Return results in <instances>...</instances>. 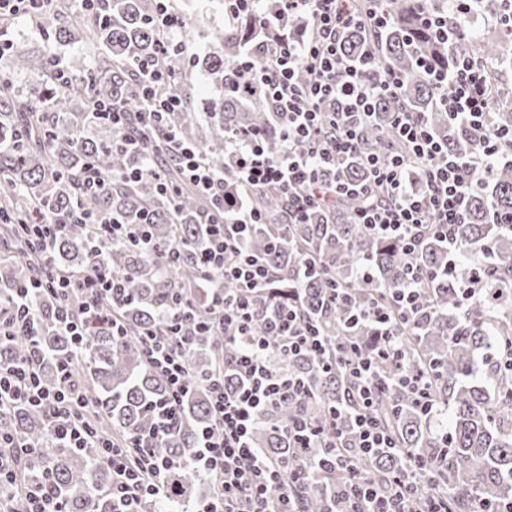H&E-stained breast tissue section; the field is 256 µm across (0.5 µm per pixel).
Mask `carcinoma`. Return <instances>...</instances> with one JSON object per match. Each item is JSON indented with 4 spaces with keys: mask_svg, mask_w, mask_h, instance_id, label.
Wrapping results in <instances>:
<instances>
[{
    "mask_svg": "<svg viewBox=\"0 0 512 512\" xmlns=\"http://www.w3.org/2000/svg\"><path fill=\"white\" fill-rule=\"evenodd\" d=\"M393 19L380 32L356 30L343 44L347 58L372 56L379 70L393 69L405 76L400 100H381L377 116L365 130L369 148L385 156L402 149L389 127L387 115L403 106L424 115L436 138L448 151L465 157L471 140L456 120L448 117L426 82L417 59L427 57L438 67H452V59L464 51L492 62L512 50L507 46V25L487 23L476 39L432 47L429 31L419 19L417 0H385ZM482 11L501 17L512 12L507 0H481ZM155 9L154 0H101V10L91 17L78 3L71 10L43 15L44 27L63 42L88 43L93 49L91 64L79 73L67 71L68 83L57 84L49 58L40 60L41 86L22 97L14 85V74L29 66V56L21 46H10L0 64V214L9 223L0 229V241L17 259L0 269V300L8 303L12 290L52 269L54 273L94 271L120 273L125 278L123 297L115 303L128 336L112 337L104 325L88 328L84 337L85 357L79 369L89 382L90 419L113 435L134 436L152 424V403L167 392L166 381L144 360L136 336L160 324L173 299L184 291L194 301L197 321L210 317L211 290L205 283L196 258L207 246L205 227L198 216L207 205L192 188L182 183L162 131L150 136L163 177L181 185L178 196L161 193L157 181L137 152L112 149V128L99 124L92 115L93 101L109 100L131 113L129 134L138 127L137 113L146 103L135 93L146 66L158 59L161 36L147 17ZM272 27L300 36L305 20L298 13L288 22L272 19ZM264 33L244 16L220 34V55L203 59V67L220 91L212 101L210 121L202 124L190 104L172 114L169 123L195 144L210 164L232 179L224 169V133L242 128L267 132V146L276 152L278 117L262 92L232 91L235 65L250 45L263 40ZM95 165L106 186L89 194L76 189L82 169ZM143 171L137 181L127 180L133 169ZM340 178L359 183L366 178L360 157L347 160L338 169ZM250 202L265 214L266 223L252 226L245 245L248 251L268 259L277 275L268 285L262 307L275 309L293 304L316 321L333 345L373 343L370 327H348L346 306L328 304L329 279L348 291L349 303L360 308L376 298L377 288H396L404 279L405 267L398 249L366 233L352 223L360 208L358 198L343 197L331 210L309 214L304 224L288 223V204L277 193H261ZM77 209L95 218L116 219L122 224H148L152 251L122 242L101 247L97 227L68 222L52 251L51 265L27 248L25 225L53 219L58 212ZM512 212V161L499 162L468 204L463 224L453 226V240L473 255V260L456 263L452 275L446 244L428 238L418 250L421 265L437 272V277L419 290L418 327L398 337L407 365L429 369L435 380L433 410L425 414L412 403L408 391L399 384L389 367L381 373L388 386L374 404L377 418L393 435L402 453L387 449L375 457H365L351 447L353 437L347 422L336 424V434L352 459L355 469L370 481H382L413 463L424 467L434 480L426 490L448 498L449 512H473L483 500L492 504H512V368L489 357V351L512 340V224L493 223V213ZM182 243L178 258L159 257L168 245ZM486 260L476 271L474 262ZM369 262L374 280L359 274ZM480 273L483 297L469 304L462 298L463 287ZM41 319L32 332L19 331L0 345V364L26 355L32 340L47 354L42 365L45 383L59 381L57 359L69 354L70 337L55 332L51 317L56 300L36 299ZM230 357L221 336L195 337L193 367L200 380L184 398L179 413V429L153 444V454L175 461L169 477V494L142 500L146 512H185L206 485L190 463L201 429L212 422L210 393L202 380L208 378L219 355ZM483 362L493 380L488 387L473 380L478 362ZM288 375L303 379L311 393L272 408L257 422L254 445L269 457L295 466L309 454L291 447L287 425L300 416L322 423L331 411L349 402L348 384L342 368L323 371L312 355L305 353L285 360ZM0 430L35 447L27 466L30 478L47 476L64 498L68 512H118L122 505L106 493L112 473L95 463L89 450L42 449L47 424L26 406H16L0 416ZM337 477H312L304 485L301 504L304 512H330L333 502L323 493L324 484Z\"/></svg>",
    "mask_w": 512,
    "mask_h": 512,
    "instance_id": "carcinoma-1",
    "label": "carcinoma"
}]
</instances>
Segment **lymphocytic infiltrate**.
Returning a JSON list of instances; mask_svg holds the SVG:
<instances>
[{"label":"lymphocytic infiltrate","mask_w":512,"mask_h":512,"mask_svg":"<svg viewBox=\"0 0 512 512\" xmlns=\"http://www.w3.org/2000/svg\"><path fill=\"white\" fill-rule=\"evenodd\" d=\"M352 2L285 0V11L308 16L310 36L284 34L240 57L236 85L263 91L278 112L280 148L269 153L261 131L232 132L225 138L224 153L226 166L235 174L229 181L195 145L166 124L167 116L184 103L173 67L184 48L181 40L170 35L179 20L169 11L168 0H156L151 22L164 35L159 53L169 63L149 68L139 82L142 98L150 104L139 122L145 129L165 130L184 183L210 202L202 217L210 245L197 263L223 285L212 292L211 318L202 328L208 335L223 337L231 347L224 369L235 379L230 388L217 377L210 382L214 424L203 432L192 456L193 466L211 482L202 512H301L298 487L313 474L348 465L343 453L332 450L322 427L306 419L290 423L288 437L294 447L322 449L316 467L289 468L251 444L261 413L308 390L304 381L278 369V361L305 351L323 355L327 342L295 308L257 320L263 287L274 273L241 248V234L265 221L259 210L247 204L248 194L277 190L287 199L290 213L299 218L341 196H362L367 203L355 213V223L371 236L395 241L401 251L406 270L401 287L388 290L387 305L376 304L354 315L355 321L376 326L380 343L373 352L357 349L347 354L358 403L335 411L354 424L360 452L372 456L395 446L392 434L373 412L375 397L383 388L381 365L399 368L398 379L415 406L427 412L433 408V375L405 369L396 342L397 335L413 323L419 289L436 276L435 271L416 264L413 254L424 236L450 241L453 225L465 221L470 193L492 172L504 149L512 147V129L502 130L492 120L495 96L487 83L485 62L462 53L449 71L427 60L421 66L437 91L439 106L470 131L468 158L449 153L435 139L426 119L405 109L392 115L404 153L383 159L365 152V124L376 102L400 95L404 78L395 72H377L369 58L356 63L345 59L342 43L348 30L379 31L391 19L385 10L357 12ZM353 155L364 158L367 180L355 184L331 177V169ZM122 285L118 274L65 275L46 283L34 278L15 288L12 306L0 308V342L11 339L17 328L35 323L34 294H74L77 304L60 305L54 315L57 332L71 337L73 349L59 362L60 381L53 388L41 381V351L1 364L0 413L26 405L47 415L45 447L92 449L97 463L112 473L113 501L123 505V512H136L143 496L159 497L166 491L172 464L155 457L149 448L174 430L183 398L195 382L188 337L194 321L190 301L182 296L168 311L165 327L142 338L149 364L168 384V394L156 404L149 430L120 440L104 436L85 419L88 399L74 385L73 374L82 357L88 323L102 316L107 303L116 301ZM26 456L20 442L0 433V512H65L61 493L51 483L26 480ZM425 479L422 471L405 470L377 484L354 473L337 486L334 499L343 505V512H447L442 498L422 493Z\"/></svg>","instance_id":"lymphocytic-infiltrate-1"}]
</instances>
